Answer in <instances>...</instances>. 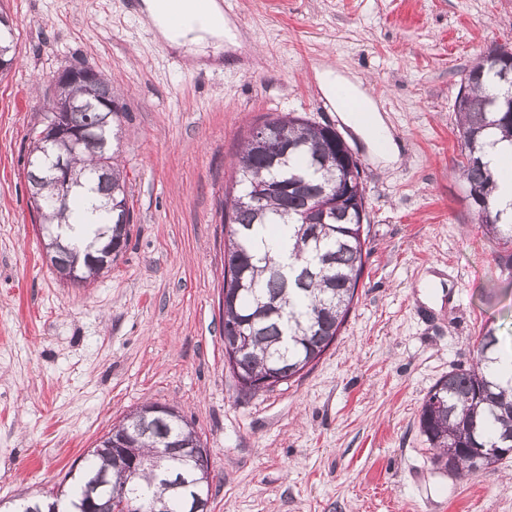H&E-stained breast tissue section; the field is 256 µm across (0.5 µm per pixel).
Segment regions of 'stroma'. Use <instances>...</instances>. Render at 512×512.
I'll return each mask as SVG.
<instances>
[{
  "label": "stroma",
  "instance_id": "1",
  "mask_svg": "<svg viewBox=\"0 0 512 512\" xmlns=\"http://www.w3.org/2000/svg\"><path fill=\"white\" fill-rule=\"evenodd\" d=\"M139 0H5L0 75V500L67 487L75 459L146 403L193 423L211 512H512V455L458 478L418 429L422 400L474 363L484 325L512 340V271L462 182L463 70L512 44V0H227L240 42L206 66L158 41ZM121 91L130 241L90 285L49 268L21 158L66 63ZM332 66L390 127L381 160L326 106ZM332 126L355 153L369 233L348 321L313 366L248 400L224 361V195L265 116ZM9 19V15L2 9V5L0 4V53L2 52L6 62H10L7 67H0V74L8 71L15 59L14 34L11 28L12 23H9Z\"/></svg>",
  "mask_w": 512,
  "mask_h": 512
}]
</instances>
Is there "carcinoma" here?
Here are the masks:
<instances>
[{
  "mask_svg": "<svg viewBox=\"0 0 512 512\" xmlns=\"http://www.w3.org/2000/svg\"><path fill=\"white\" fill-rule=\"evenodd\" d=\"M0 53L14 62V34L9 15L0 8ZM507 62L497 61L490 47L464 70L454 101L458 115L462 160L458 164L468 196L477 209L485 234L501 241L499 265L512 269V214L496 202L498 169L485 161V148L495 135L512 144V82L502 77ZM70 69L89 73L92 81L54 88L52 102L58 112L84 129L92 144L75 151L62 143L29 137L27 154L38 160L29 165L30 202L42 230L61 225L67 248L51 259L62 277L79 252L100 246L112 233V260L129 242L132 213L126 201V175L118 163L120 140L113 124L125 108L111 79L94 68L79 64ZM112 101L110 111L102 102ZM262 125L270 136L259 140L249 135L235 164L236 191L225 196L223 223L227 228L224 249V355L238 344L245 351L226 363L236 379L238 394L253 397L255 384L274 374L290 379L318 360L339 336L353 307L364 268L367 240L365 189L358 162L344 161L347 144L330 136L331 128L310 122L293 112L267 116ZM66 155L79 186H90L102 198L101 168L112 179V213L102 205L100 224L83 223L84 213L76 192L63 210L42 202L58 193L50 178L33 179L48 169L55 158ZM272 224L284 227L292 243L294 262L281 268V257L272 253L264 234ZM496 329L482 330L476 363L455 368L441 377L423 398L418 427L431 448L434 463L448 473L465 477L495 466L501 457L483 463L474 459L475 448H512V377L502 381L496 367L506 351ZM136 432V448L146 464L136 476L126 474L121 461L105 449H95L91 460L72 476L67 499L77 503L99 481L109 489L120 488L136 497L145 509L185 512L184 498L194 472L182 457L180 442L194 427L177 411L158 421L135 410L123 418ZM170 448L171 457L159 460L155 449Z\"/></svg>",
  "mask_w": 512,
  "mask_h": 512,
  "instance_id": "cac0c4a2",
  "label": "carcinoma"
}]
</instances>
